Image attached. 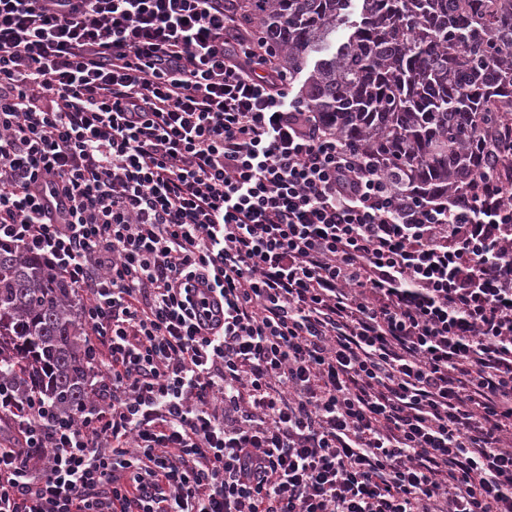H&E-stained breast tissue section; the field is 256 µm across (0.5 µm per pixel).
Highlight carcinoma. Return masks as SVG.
<instances>
[{
  "instance_id": "obj_1",
  "label": "carcinoma",
  "mask_w": 512,
  "mask_h": 512,
  "mask_svg": "<svg viewBox=\"0 0 512 512\" xmlns=\"http://www.w3.org/2000/svg\"><path fill=\"white\" fill-rule=\"evenodd\" d=\"M283 66L314 67L302 97L345 144L418 199L456 192L512 124V0H242ZM76 295L30 255L0 252V375L52 414L88 402Z\"/></svg>"
}]
</instances>
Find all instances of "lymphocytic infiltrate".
Wrapping results in <instances>:
<instances>
[{
  "mask_svg": "<svg viewBox=\"0 0 512 512\" xmlns=\"http://www.w3.org/2000/svg\"><path fill=\"white\" fill-rule=\"evenodd\" d=\"M231 0H0V243L88 402L0 376V512H512V170L398 193Z\"/></svg>",
  "mask_w": 512,
  "mask_h": 512,
  "instance_id": "obj_1",
  "label": "lymphocytic infiltrate"
}]
</instances>
